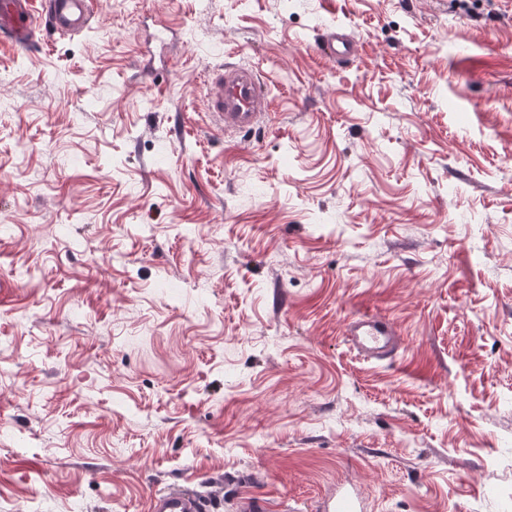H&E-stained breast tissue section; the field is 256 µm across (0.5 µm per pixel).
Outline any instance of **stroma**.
I'll use <instances>...</instances> for the list:
<instances>
[{
	"mask_svg": "<svg viewBox=\"0 0 512 512\" xmlns=\"http://www.w3.org/2000/svg\"><path fill=\"white\" fill-rule=\"evenodd\" d=\"M234 61L274 115L228 138L204 77ZM360 314L393 360L350 349ZM346 478L370 512H512V15L98 0L0 44V512H315ZM319 47L331 61L347 62L358 54L359 42L350 28L337 24L322 32ZM346 336L359 355L378 361L394 357L401 346L394 324L377 315L363 314L352 319ZM214 497L198 490L168 488L151 496L150 512H213Z\"/></svg>",
	"mask_w": 512,
	"mask_h": 512,
	"instance_id": "35a3bbf8",
	"label": "stroma"
}]
</instances>
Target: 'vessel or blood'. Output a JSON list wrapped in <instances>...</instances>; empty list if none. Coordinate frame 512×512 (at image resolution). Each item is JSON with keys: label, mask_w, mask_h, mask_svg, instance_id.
<instances>
[{"label": "vessel or blood", "mask_w": 512, "mask_h": 512, "mask_svg": "<svg viewBox=\"0 0 512 512\" xmlns=\"http://www.w3.org/2000/svg\"><path fill=\"white\" fill-rule=\"evenodd\" d=\"M95 15V0H0V41L13 51H27L38 26L73 37L84 33ZM355 33L343 25L327 27L320 49L331 61L346 62L358 53ZM206 110L225 134L255 129L270 116L267 87L249 65L228 62L209 73ZM347 339L361 356L383 361L396 355L401 340L394 324L377 315L363 314L347 325ZM214 497L181 487L152 495L149 512H213ZM354 489L343 487L324 502L321 512H367Z\"/></svg>", "instance_id": "b4317fda"}]
</instances>
